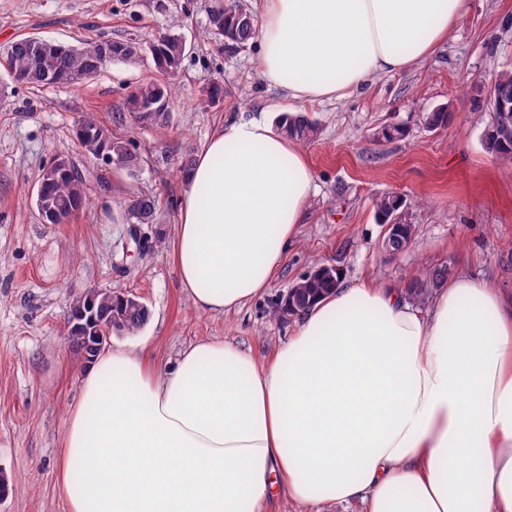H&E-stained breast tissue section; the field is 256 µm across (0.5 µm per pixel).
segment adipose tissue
I'll return each mask as SVG.
<instances>
[{
    "label": "adipose tissue",
    "mask_w": 512,
    "mask_h": 512,
    "mask_svg": "<svg viewBox=\"0 0 512 512\" xmlns=\"http://www.w3.org/2000/svg\"><path fill=\"white\" fill-rule=\"evenodd\" d=\"M255 67L312 103L428 58L470 0H264ZM315 174L263 118L225 122L189 174L171 259L201 313L270 288ZM56 489L68 512H512V296L465 273L427 311L339 280L263 362L200 339L158 369L149 347L89 361Z\"/></svg>",
    "instance_id": "ef3b65f1"
}]
</instances>
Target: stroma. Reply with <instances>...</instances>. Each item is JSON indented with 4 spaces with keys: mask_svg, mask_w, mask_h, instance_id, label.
<instances>
[{
    "mask_svg": "<svg viewBox=\"0 0 512 512\" xmlns=\"http://www.w3.org/2000/svg\"><path fill=\"white\" fill-rule=\"evenodd\" d=\"M213 0H0V48L22 35L61 44L137 37L142 54L115 61L79 85L33 88L0 66V512H67L55 491L58 443L81 390L85 359L67 339L70 304L82 291L139 297L148 323L111 345L149 342L157 366L200 338L269 357L295 326L274 309L297 281L328 265L346 280L407 288L447 264L512 292V172L484 146L488 81L512 72V0H470L468 15L433 55L408 70L375 76L362 91L300 104L268 87L252 64L256 42L228 46L209 34ZM175 33L186 53L173 79L170 122L135 123L127 95L154 77L148 51ZM223 102L206 103L212 84ZM449 107L448 126L422 115ZM301 112L319 126L301 151L316 176L298 237L273 283L251 303L217 315L197 312L170 258L187 175L207 139L230 119ZM94 114L138 154L127 170L84 154L73 136ZM403 125V137L381 138ZM64 157L82 170L89 205L70 224L42 223L34 197L41 168ZM402 197L416 232L410 247L385 252L376 197ZM158 202L153 223L132 224L129 204Z\"/></svg>",
    "mask_w": 512,
    "mask_h": 512,
    "instance_id": "stroma-1",
    "label": "stroma"
}]
</instances>
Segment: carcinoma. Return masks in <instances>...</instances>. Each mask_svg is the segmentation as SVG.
<instances>
[{"mask_svg": "<svg viewBox=\"0 0 512 512\" xmlns=\"http://www.w3.org/2000/svg\"><path fill=\"white\" fill-rule=\"evenodd\" d=\"M214 16L224 27V38L236 45H245L255 36L256 29L252 15L241 5L240 0H217ZM100 41H86L68 53L60 55L52 51L39 58L30 55L27 37L22 36L7 47L4 53L6 69L10 73L27 75L26 84L32 87H44L52 84L47 74L57 70L81 72L89 68L100 72L106 63L99 60ZM186 45L181 37L175 34L162 36L152 54L154 67L158 76L141 83L126 98V111L139 124L163 129L168 126L170 113L159 112L155 106L160 103L169 104L173 100V89L170 79L182 64ZM493 93L496 101L504 102L512 107V73H500L495 76ZM427 128L436 130L448 123L450 112L440 107L424 115ZM280 127L285 135L299 143L313 140L317 134V125L307 115L285 114L281 117ZM75 138L82 150L91 157L96 156L102 146L119 159L123 167H133L138 157L130 150L127 143L112 136L92 115H85L75 125ZM485 146L491 154L507 164H512V111L497 112L490 117L488 129L485 131ZM37 194L48 204L42 220L48 224H68L77 217L88 205V187L85 176L76 167L65 175L57 169L44 166L38 178ZM404 203L395 195H385L375 201V215L378 222L386 223L389 216L403 210ZM157 201L149 196L135 199L128 211L129 219L137 224H149L156 213ZM415 225L402 223L399 234H387L391 247L400 249L402 244L413 240ZM448 265H438L424 272L415 279L406 294L421 301L429 290L439 287L448 279ZM336 271L309 274L302 277L291 287V296L296 306H310L315 299L336 286ZM85 301L122 318V332L134 334L142 329L148 319L147 306L139 301H128L122 294H110L108 291L89 289L81 292Z\"/></svg>", "mask_w": 512, "mask_h": 512, "instance_id": "1", "label": "carcinoma"}]
</instances>
